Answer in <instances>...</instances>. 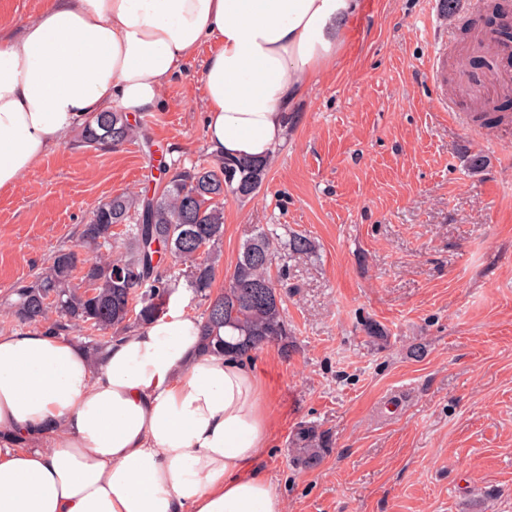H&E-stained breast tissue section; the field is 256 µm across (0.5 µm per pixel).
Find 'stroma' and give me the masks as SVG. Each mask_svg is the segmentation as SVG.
Masks as SVG:
<instances>
[{"instance_id": "obj_1", "label": "stroma", "mask_w": 512, "mask_h": 512, "mask_svg": "<svg viewBox=\"0 0 512 512\" xmlns=\"http://www.w3.org/2000/svg\"><path fill=\"white\" fill-rule=\"evenodd\" d=\"M362 0L345 53L292 110L288 138L252 199L224 201L219 273L259 228L303 234L314 255L274 267L293 348L252 356L272 392L259 464L285 512H512V120L473 123L512 90V60L462 95L468 48L491 38L492 0ZM448 59L436 89L435 55ZM200 60L137 115L143 139L112 149L78 132L0 192V332L12 288L79 232L99 202L153 188L160 158L210 165ZM456 99L459 115L441 98ZM380 324L386 341L363 329ZM423 346L422 357L412 356ZM332 448L292 462L294 431ZM293 462L302 470H314L329 454L331 445L325 432L315 426L304 425L293 434L291 441Z\"/></svg>"}]
</instances>
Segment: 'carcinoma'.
Instances as JSON below:
<instances>
[{
  "instance_id": "cac0c4a2",
  "label": "carcinoma",
  "mask_w": 512,
  "mask_h": 512,
  "mask_svg": "<svg viewBox=\"0 0 512 512\" xmlns=\"http://www.w3.org/2000/svg\"><path fill=\"white\" fill-rule=\"evenodd\" d=\"M141 133L126 113L108 111L90 116L80 137L87 146L106 147ZM269 166L268 160L234 157L210 166L159 165L153 194L120 193L94 208L80 233L92 257L59 248L32 280L12 289L11 317L58 336L85 333L96 361L113 338L163 316L183 279L204 301L199 319L210 353L248 358L274 343L289 354L288 320L271 269L279 249L308 255L315 251L313 241L293 235L281 245L276 234L261 228L242 246L224 286L215 288L224 197L252 198ZM290 444L302 470L316 469L331 449L327 435L308 425L295 431Z\"/></svg>"
}]
</instances>
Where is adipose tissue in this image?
<instances>
[{
	"instance_id": "adipose-tissue-1",
	"label": "adipose tissue",
	"mask_w": 512,
	"mask_h": 512,
	"mask_svg": "<svg viewBox=\"0 0 512 512\" xmlns=\"http://www.w3.org/2000/svg\"><path fill=\"white\" fill-rule=\"evenodd\" d=\"M360 0H51L0 36V190L89 116L159 107L201 47L214 158L268 159L288 114L345 49ZM266 386L168 316L91 362L34 329L0 334V512H284L257 466Z\"/></svg>"
}]
</instances>
